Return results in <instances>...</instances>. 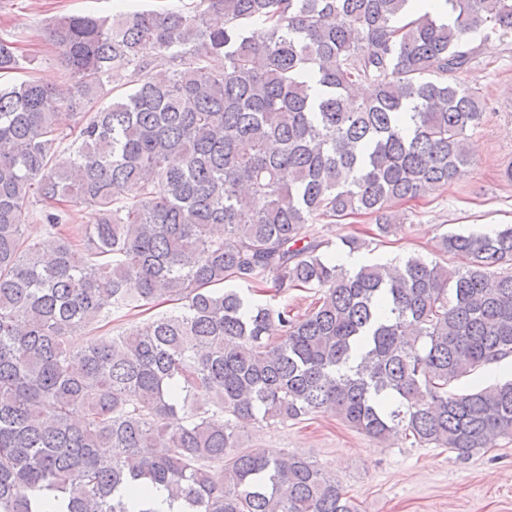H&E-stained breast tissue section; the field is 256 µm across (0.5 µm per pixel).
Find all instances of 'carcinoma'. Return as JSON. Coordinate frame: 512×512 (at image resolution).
Listing matches in <instances>:
<instances>
[{
  "label": "carcinoma",
  "instance_id": "cac0c4a2",
  "mask_svg": "<svg viewBox=\"0 0 512 512\" xmlns=\"http://www.w3.org/2000/svg\"><path fill=\"white\" fill-rule=\"evenodd\" d=\"M194 2L63 15L65 82L0 83V512H154L130 497L158 485L182 512H356L310 459L239 448L236 422L330 412L459 459L512 438V381L448 391L512 354V226L443 235L458 266L356 270L315 229L370 215L393 235L399 205L474 164L487 104L460 75L475 36L512 32V0L401 26L408 0ZM19 65L0 38V76ZM32 196L47 243L25 234ZM83 207L98 223H72ZM229 280L320 297L299 315ZM161 301L177 307L70 342ZM170 303L172 302H166L144 312H142V310H129L127 308L113 309L112 317L110 318L111 322L106 323L105 321L92 325L85 330V333L72 336L71 343L72 345L75 343L84 344L89 336H112V333L116 334L118 331L128 330L132 325L138 324L143 320H147L175 306V304Z\"/></svg>",
  "mask_w": 512,
  "mask_h": 512
}]
</instances>
